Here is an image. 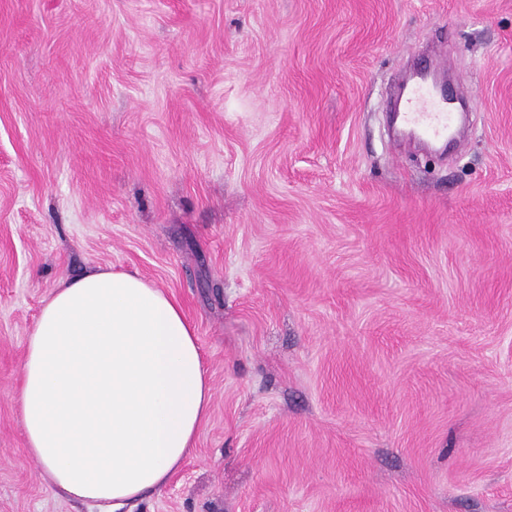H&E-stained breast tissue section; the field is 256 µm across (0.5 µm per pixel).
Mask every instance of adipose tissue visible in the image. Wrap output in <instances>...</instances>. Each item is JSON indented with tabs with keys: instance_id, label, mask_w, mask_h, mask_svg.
Returning a JSON list of instances; mask_svg holds the SVG:
<instances>
[{
	"instance_id": "ef3b65f1",
	"label": "adipose tissue",
	"mask_w": 512,
	"mask_h": 512,
	"mask_svg": "<svg viewBox=\"0 0 512 512\" xmlns=\"http://www.w3.org/2000/svg\"><path fill=\"white\" fill-rule=\"evenodd\" d=\"M211 399L195 332L164 290L98 269L46 299L20 402L51 489L116 506L159 492L191 455Z\"/></svg>"
}]
</instances>
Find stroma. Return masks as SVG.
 <instances>
[{
  "label": "stroma",
  "instance_id": "35a3bbf8",
  "mask_svg": "<svg viewBox=\"0 0 512 512\" xmlns=\"http://www.w3.org/2000/svg\"><path fill=\"white\" fill-rule=\"evenodd\" d=\"M439 44L473 127L392 141ZM178 299L193 454L126 512H512V0H0V512L44 301L93 269Z\"/></svg>",
  "mask_w": 512,
  "mask_h": 512
}]
</instances>
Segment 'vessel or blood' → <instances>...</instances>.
<instances>
[{
    "label": "vessel or blood",
    "mask_w": 512,
    "mask_h": 512,
    "mask_svg": "<svg viewBox=\"0 0 512 512\" xmlns=\"http://www.w3.org/2000/svg\"><path fill=\"white\" fill-rule=\"evenodd\" d=\"M445 67L446 59L441 53L431 54L427 64L421 68V79L407 82L398 112V118L404 126L434 142L447 140L454 124V115L449 110V98L439 94L435 83L429 80L431 74Z\"/></svg>",
    "instance_id": "obj_1"
}]
</instances>
